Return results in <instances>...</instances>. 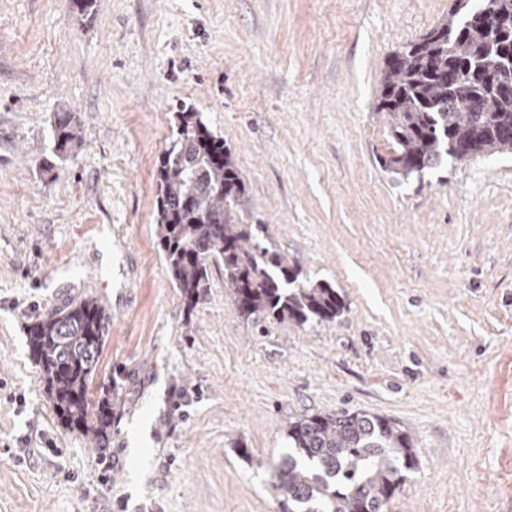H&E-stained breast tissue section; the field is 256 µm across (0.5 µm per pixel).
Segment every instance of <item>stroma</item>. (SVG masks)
Returning <instances> with one entry per match:
<instances>
[{"mask_svg": "<svg viewBox=\"0 0 512 512\" xmlns=\"http://www.w3.org/2000/svg\"><path fill=\"white\" fill-rule=\"evenodd\" d=\"M453 2L0 0V512H281L270 466L320 411L410 436L388 512H512V154L378 164L385 62ZM182 105L340 318L248 322L220 267L186 312L156 236ZM88 297L109 316L89 399L120 388L103 446L61 426L28 347ZM54 136L57 151L60 153L72 150L80 142L78 128L67 113L57 116L54 124Z\"/></svg>", "mask_w": 512, "mask_h": 512, "instance_id": "35a3bbf8", "label": "stroma"}]
</instances>
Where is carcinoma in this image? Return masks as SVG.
Listing matches in <instances>:
<instances>
[{
	"instance_id": "obj_1",
	"label": "carcinoma",
	"mask_w": 512,
	"mask_h": 512,
	"mask_svg": "<svg viewBox=\"0 0 512 512\" xmlns=\"http://www.w3.org/2000/svg\"><path fill=\"white\" fill-rule=\"evenodd\" d=\"M455 0L448 17L394 53L375 103L386 114L391 156L381 167L409 179L447 159L512 152V0ZM477 100L482 111L468 104ZM177 141L156 169L159 247L187 311L210 288V267L224 268V288L239 314L305 325L332 321L345 303L264 244L267 225L253 219L249 190L224 138L192 109H179ZM57 151L80 142L68 114L54 124ZM107 316L93 298L69 303L29 329V350L61 424L104 444L112 399L89 418L88 393L98 367ZM288 453L273 465L270 493L282 512H387L417 463L409 436L383 417L361 412L304 414L288 422Z\"/></svg>"
}]
</instances>
